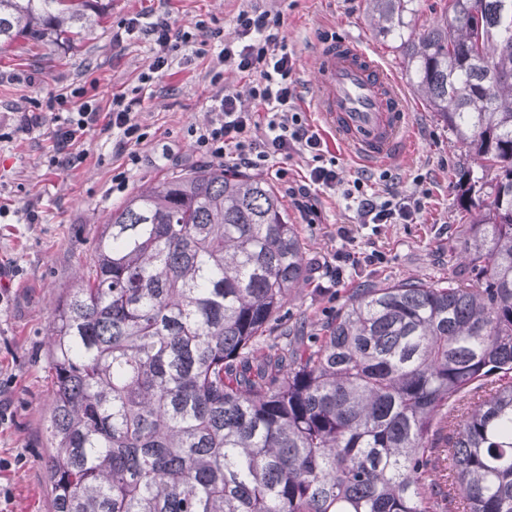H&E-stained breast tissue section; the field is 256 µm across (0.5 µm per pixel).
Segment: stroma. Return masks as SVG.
Masks as SVG:
<instances>
[{
  "instance_id": "1",
  "label": "stroma",
  "mask_w": 512,
  "mask_h": 512,
  "mask_svg": "<svg viewBox=\"0 0 512 512\" xmlns=\"http://www.w3.org/2000/svg\"><path fill=\"white\" fill-rule=\"evenodd\" d=\"M280 11L288 50L297 60L298 105L318 126L345 180L365 172L388 173L399 195L428 193L427 212L419 224L361 227L354 210L341 196L323 198V223L305 224L296 210V224L312 266L310 277L292 289L279 317L266 333L275 343L284 329L318 336L336 311L357 289L423 278L444 282L460 277L464 266L457 247L463 237L457 200L450 179L471 165L464 149L454 146L447 128L412 90L406 64L396 43L375 36L368 17V0H112L100 31L74 48L47 42L35 49L15 43L0 53V512H50L52 492L40 460L46 452V405L50 372L44 341L54 299L90 261L101 233V222L113 207L140 188L205 164L188 133L205 123L207 105L219 86L244 89L247 77L228 71L221 85L211 81L212 56L173 65L137 105V117L148 139L136 146L137 165H129L110 132L94 127L77 146L84 159L75 166H50L57 118L63 106L47 109L54 98L86 92L101 106L113 95L131 93L147 65L153 44L147 36L121 35V23L135 14L168 18L173 26L202 19L234 34L240 10ZM341 35L358 38L385 65L404 91L411 109L414 141L409 150L383 165L357 161L325 125L313 106L318 46ZM43 116L39 126L19 125L23 113ZM125 173L124 190L113 188V177ZM38 210L39 223L26 221L28 209ZM352 226L355 253L380 251L383 264L347 271L344 282L329 285L327 264L338 246L337 224Z\"/></svg>"
}]
</instances>
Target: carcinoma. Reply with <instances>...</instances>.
Wrapping results in <instances>:
<instances>
[{
	"label": "carcinoma",
	"instance_id": "carcinoma-1",
	"mask_svg": "<svg viewBox=\"0 0 512 512\" xmlns=\"http://www.w3.org/2000/svg\"><path fill=\"white\" fill-rule=\"evenodd\" d=\"M369 0L477 170L465 278L365 288L314 344L264 333L309 276L265 181L207 165L113 210L58 295L51 512H512V0ZM112 0H0V50L67 47Z\"/></svg>",
	"mask_w": 512,
	"mask_h": 512
}]
</instances>
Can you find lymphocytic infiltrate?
<instances>
[{
	"mask_svg": "<svg viewBox=\"0 0 512 512\" xmlns=\"http://www.w3.org/2000/svg\"><path fill=\"white\" fill-rule=\"evenodd\" d=\"M280 13L240 10L232 38L221 39L219 31L202 20L184 27H173L167 18L151 22L132 17L125 21L127 34L143 33L154 47L141 84H149L168 71L172 62L186 54H208L213 42H220L217 59L225 67L246 77L245 91L225 89L209 107L210 119L190 127L197 152L204 158L224 159L236 169L264 171L279 159L310 154L314 165L301 180L285 185V195L305 217L307 223L321 221V197L343 187L336 164H324L326 143L318 128L311 125L296 105L298 93L292 75L296 61L281 32ZM133 101L113 97L107 110L97 103L83 102L77 111L64 118L57 132L53 162L65 168L72 164V144L92 127L105 124L120 146L141 144L145 138ZM347 207L355 209L360 224H415L425 203L422 197L376 196L369 194L363 180L343 188Z\"/></svg>",
	"mask_w": 512,
	"mask_h": 512,
	"instance_id": "f902f5d3",
	"label": "lymphocytic infiltrate"
}]
</instances>
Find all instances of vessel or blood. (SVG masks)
Here are the masks:
<instances>
[{"mask_svg": "<svg viewBox=\"0 0 512 512\" xmlns=\"http://www.w3.org/2000/svg\"><path fill=\"white\" fill-rule=\"evenodd\" d=\"M321 113L354 157L379 165L407 141V99L385 66L359 40L341 37L316 53Z\"/></svg>", "mask_w": 512, "mask_h": 512, "instance_id": "vessel-or-blood-1", "label": "vessel or blood"}]
</instances>
